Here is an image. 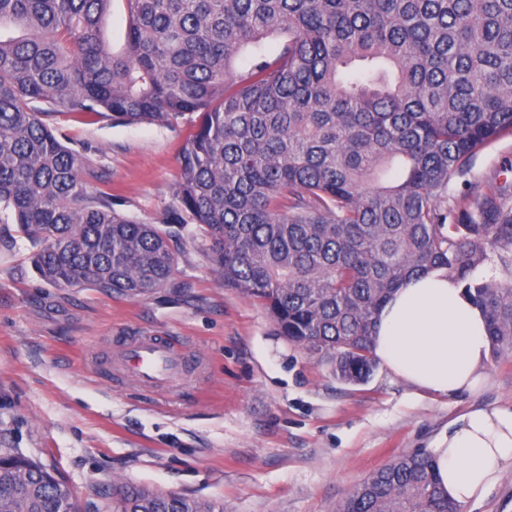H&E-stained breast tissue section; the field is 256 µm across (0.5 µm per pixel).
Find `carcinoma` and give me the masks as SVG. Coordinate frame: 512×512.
<instances>
[{"label":"carcinoma","instance_id":"1","mask_svg":"<svg viewBox=\"0 0 512 512\" xmlns=\"http://www.w3.org/2000/svg\"><path fill=\"white\" fill-rule=\"evenodd\" d=\"M0 0V208L57 288L131 298L175 287L173 235L92 196L85 159L34 101L114 123L195 117L175 195L224 284L289 341L361 384L371 338L407 279L440 270L512 354V185L448 200L473 157L512 135V0ZM112 512L224 503L112 486ZM0 512H80L43 463L0 448ZM335 512H461L433 455L370 474ZM103 38L113 51L118 52L124 45L126 33V12L123 1H114L112 9L101 24Z\"/></svg>","mask_w":512,"mask_h":512}]
</instances>
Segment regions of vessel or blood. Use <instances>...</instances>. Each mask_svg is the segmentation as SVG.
<instances>
[{"label": "vessel or blood", "mask_w": 512, "mask_h": 512, "mask_svg": "<svg viewBox=\"0 0 512 512\" xmlns=\"http://www.w3.org/2000/svg\"><path fill=\"white\" fill-rule=\"evenodd\" d=\"M184 355L168 341L156 336H141L128 343L119 361L121 377L165 386L183 371Z\"/></svg>", "instance_id": "b4317fda"}]
</instances>
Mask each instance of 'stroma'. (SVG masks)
<instances>
[{
  "instance_id": "35a3bbf8",
  "label": "stroma",
  "mask_w": 512,
  "mask_h": 512,
  "mask_svg": "<svg viewBox=\"0 0 512 512\" xmlns=\"http://www.w3.org/2000/svg\"><path fill=\"white\" fill-rule=\"evenodd\" d=\"M59 139L88 164L89 193L164 230L190 120L115 125L52 112ZM512 183V136L479 152L448 193ZM175 287L143 297L55 288L34 248L0 223V448L54 468L83 512L102 490L133 483L218 501L224 512H334L398 455L432 451L459 416L512 406V355L487 359L475 392L438 396L376 369L346 384L282 336L266 311L225 286L202 242L176 245ZM181 336L186 366L167 387L114 380L123 337Z\"/></svg>"
}]
</instances>
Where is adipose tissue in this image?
<instances>
[{
  "mask_svg": "<svg viewBox=\"0 0 512 512\" xmlns=\"http://www.w3.org/2000/svg\"><path fill=\"white\" fill-rule=\"evenodd\" d=\"M372 350L389 373L448 396L482 384L490 342L480 308L446 274L433 272L394 292L381 310ZM433 454L445 493L461 505L480 500L512 464V407L462 415Z\"/></svg>",
  "mask_w": 512,
  "mask_h": 512,
  "instance_id": "adipose-tissue-1",
  "label": "adipose tissue"
}]
</instances>
